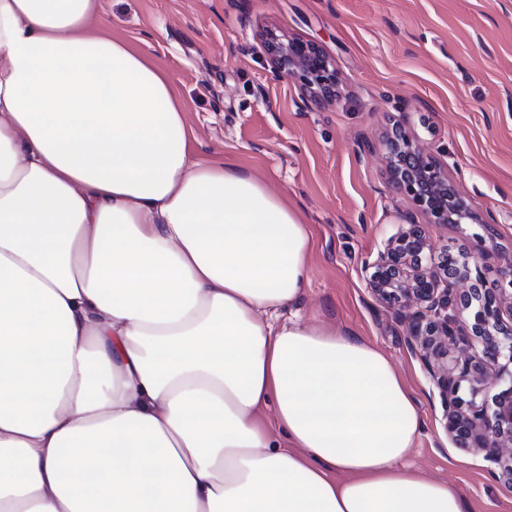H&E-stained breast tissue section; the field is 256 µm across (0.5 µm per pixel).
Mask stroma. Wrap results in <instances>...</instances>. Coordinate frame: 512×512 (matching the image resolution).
Returning a JSON list of instances; mask_svg holds the SVG:
<instances>
[{
    "mask_svg": "<svg viewBox=\"0 0 512 512\" xmlns=\"http://www.w3.org/2000/svg\"><path fill=\"white\" fill-rule=\"evenodd\" d=\"M101 19L173 77L194 156L247 169L299 210L312 249L293 310L389 358L423 420L406 467L454 485L469 512H512V482L448 438L409 324L375 300L364 268L411 209L386 172L397 121L481 217L426 225L432 256L490 230L488 280L512 259V0H101ZM269 30L319 46L341 96L321 104L276 78Z\"/></svg>",
    "mask_w": 512,
    "mask_h": 512,
    "instance_id": "obj_1",
    "label": "stroma"
}]
</instances>
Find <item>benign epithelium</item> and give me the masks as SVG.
<instances>
[{"label": "benign epithelium", "instance_id": "obj_1", "mask_svg": "<svg viewBox=\"0 0 512 512\" xmlns=\"http://www.w3.org/2000/svg\"><path fill=\"white\" fill-rule=\"evenodd\" d=\"M265 48L276 77L297 78L316 101L336 100L340 79L318 46L270 33ZM387 146L390 183L425 223H480L447 171L403 126L393 128ZM484 242L478 237L470 248H447L428 266L427 237L412 223L369 265L368 286L379 302L411 320L407 342L420 343L421 358L440 389L448 437L458 448L484 453L512 481V263L488 283ZM461 336L470 338L473 352L450 366L448 340ZM490 366L502 384L491 407L477 403ZM463 388L466 399L459 395Z\"/></svg>", "mask_w": 512, "mask_h": 512}]
</instances>
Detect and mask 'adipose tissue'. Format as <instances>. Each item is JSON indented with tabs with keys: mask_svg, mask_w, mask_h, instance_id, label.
I'll use <instances>...</instances> for the list:
<instances>
[{
	"mask_svg": "<svg viewBox=\"0 0 512 512\" xmlns=\"http://www.w3.org/2000/svg\"><path fill=\"white\" fill-rule=\"evenodd\" d=\"M99 13L0 0V512H467L400 469L422 420L386 356L283 318L307 224L193 159Z\"/></svg>",
	"mask_w": 512,
	"mask_h": 512,
	"instance_id": "obj_1",
	"label": "adipose tissue"
}]
</instances>
